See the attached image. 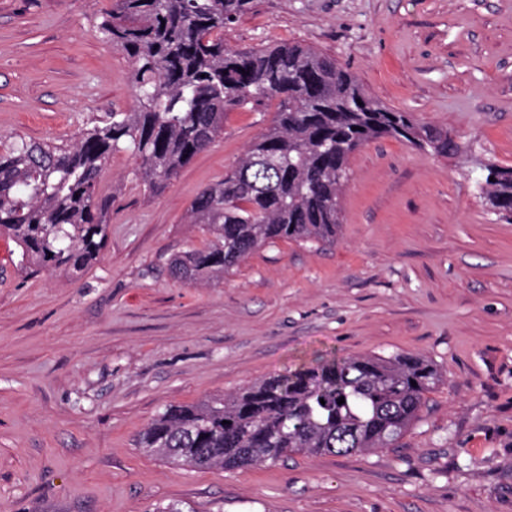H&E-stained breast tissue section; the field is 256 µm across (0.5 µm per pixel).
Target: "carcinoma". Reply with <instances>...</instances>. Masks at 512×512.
Listing matches in <instances>:
<instances>
[{"instance_id": "carcinoma-1", "label": "carcinoma", "mask_w": 512, "mask_h": 512, "mask_svg": "<svg viewBox=\"0 0 512 512\" xmlns=\"http://www.w3.org/2000/svg\"><path fill=\"white\" fill-rule=\"evenodd\" d=\"M251 3L114 0L100 29L132 61L134 105L59 143L20 135L0 142V235L19 248L20 272L80 273L97 260L112 207L98 179L113 153L130 150L145 187L157 192L211 146L236 109L262 112L278 101L271 126L187 208L185 223L209 240L171 259L182 282L222 280L277 240L336 243L350 155L371 141L401 138L442 157L460 150L448 130L374 100L334 58L296 43L224 45V28ZM484 171L483 199L511 220L512 168L488 163ZM440 380L423 355L334 357L222 398L170 406L138 445L171 463L220 470L290 453L388 448L420 419Z\"/></svg>"}]
</instances>
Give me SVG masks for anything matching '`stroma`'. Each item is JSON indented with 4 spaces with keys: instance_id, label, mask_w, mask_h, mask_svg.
Listing matches in <instances>:
<instances>
[{
    "instance_id": "1",
    "label": "stroma",
    "mask_w": 512,
    "mask_h": 512,
    "mask_svg": "<svg viewBox=\"0 0 512 512\" xmlns=\"http://www.w3.org/2000/svg\"><path fill=\"white\" fill-rule=\"evenodd\" d=\"M111 8L0 0V136L65 140L133 105L131 62L98 29ZM224 42L313 47L462 151L359 148L335 245L268 244L203 285L169 272L207 242L186 209L273 110L228 113L156 194L113 154L107 243L80 274H22L0 237V512H512V221L477 184L486 163L512 167V0H253ZM397 352L442 380L392 447L221 471L136 446L167 406Z\"/></svg>"
}]
</instances>
